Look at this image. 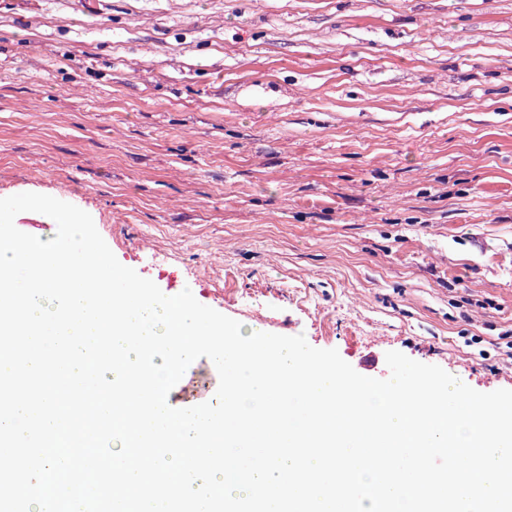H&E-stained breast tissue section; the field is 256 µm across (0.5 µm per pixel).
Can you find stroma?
Masks as SVG:
<instances>
[{
  "label": "stroma",
  "instance_id": "1",
  "mask_svg": "<svg viewBox=\"0 0 512 512\" xmlns=\"http://www.w3.org/2000/svg\"><path fill=\"white\" fill-rule=\"evenodd\" d=\"M25 192L361 375L399 351L512 389V0H0V198ZM218 384L197 359L175 407Z\"/></svg>",
  "mask_w": 512,
  "mask_h": 512
}]
</instances>
